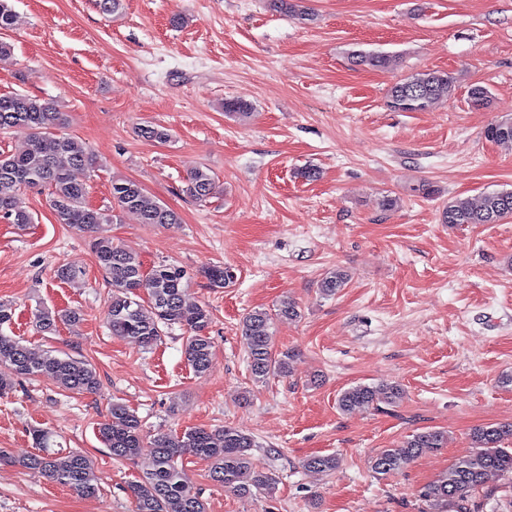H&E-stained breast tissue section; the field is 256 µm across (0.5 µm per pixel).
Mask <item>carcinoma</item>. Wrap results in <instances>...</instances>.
I'll return each instance as SVG.
<instances>
[{
  "label": "carcinoma",
  "mask_w": 512,
  "mask_h": 512,
  "mask_svg": "<svg viewBox=\"0 0 512 512\" xmlns=\"http://www.w3.org/2000/svg\"><path fill=\"white\" fill-rule=\"evenodd\" d=\"M279 12L302 21L312 20L305 0H270ZM17 15L10 0H0V30L15 26ZM351 58L359 65L386 68L394 64L392 55L374 50H352ZM456 90V78L442 70L413 73L387 92L385 105L394 112H428L441 100L450 99ZM64 125L56 103L25 93L0 94V133L15 129L29 131L24 151L0 153V218L11 224H31L32 215L18 206V195L27 189H46L49 206L59 224H67L92 234V248L111 293L106 302V324L112 335L132 339L143 347H151L163 333L175 326L189 336L185 359L196 374L209 371L212 364V342L206 330L210 311L203 305L189 304L184 299L190 276L184 267L161 263L150 271L143 270L139 257L114 242L106 225L116 215L94 208L87 202V183L77 180L76 170H92L97 158L73 138L58 133ZM485 139L512 144V119L488 124ZM215 188V179L207 169H197L187 178L183 192L204 201ZM112 209L136 215L142 224H179L180 216L148 196L141 185L129 179L112 181ZM512 216V190L487 192L480 202L456 197L445 205L442 223L497 224ZM213 288L233 282L232 268L212 265L202 270ZM348 282L347 274L336 270L320 284L321 295H336ZM14 305L0 301V394L11 391L23 379L46 378L64 389L77 393H94L101 387L96 368L87 360L55 350L31 351L22 340L3 332L11 324ZM300 316L297 303L286 298L272 312L257 309L242 320L251 375L257 382L271 375L286 376L290 372L291 355L274 350L273 325L277 319L294 320ZM35 327L42 333L56 331L57 323L75 325L80 322L76 310L65 313L47 307L33 312ZM397 386L358 384L344 390L337 398L342 411L393 405L401 399ZM38 452L28 456L24 467L42 474L52 483L67 487L83 496H94L100 490V477L93 461L75 451L54 449L53 434L44 429L30 431ZM100 441L117 460H132L141 449H150L151 465L139 480L129 486L134 502L133 512H208L200 492L189 484L183 460L188 457L208 462L209 477L239 498H249L256 490L275 489L272 474L256 468L252 450L259 447L253 436L233 427L210 430L195 427L180 434L157 433L148 436L142 420L134 410L114 401L107 418L98 424ZM512 440V424L490 425L477 429L472 436L473 449L452 463L448 470L419 491L426 508L422 512H471V494L484 487L494 473L512 474V448L504 447ZM448 441L445 432L425 430L413 434L395 448H385L371 461L378 475L398 470L431 450H439ZM304 469L332 472L339 467L333 454L313 455L302 462Z\"/></svg>",
  "instance_id": "obj_1"
}]
</instances>
